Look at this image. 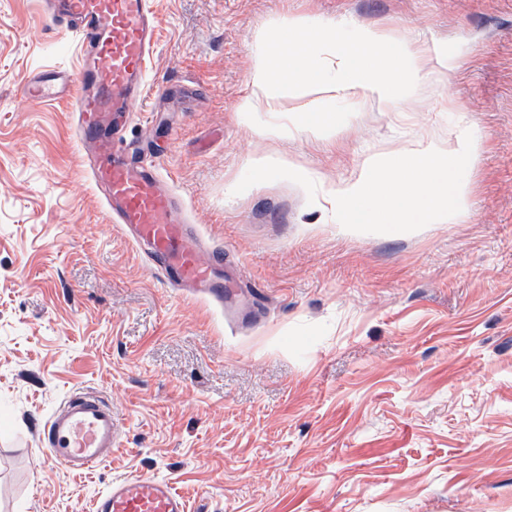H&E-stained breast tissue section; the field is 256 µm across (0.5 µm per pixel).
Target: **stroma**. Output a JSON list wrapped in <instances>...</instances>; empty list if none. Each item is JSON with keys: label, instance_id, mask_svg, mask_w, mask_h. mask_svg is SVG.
I'll use <instances>...</instances> for the list:
<instances>
[{"label": "stroma", "instance_id": "obj_1", "mask_svg": "<svg viewBox=\"0 0 512 512\" xmlns=\"http://www.w3.org/2000/svg\"><path fill=\"white\" fill-rule=\"evenodd\" d=\"M152 91L123 133L239 286L165 281L114 228L69 106L19 87L74 47L0 0V512H89L112 480H169L188 512H512V0H154ZM394 30L400 108L359 94L244 112L271 23ZM431 61L418 80L412 56ZM480 144L461 224L358 233L318 208L367 159ZM282 157L260 172L253 156ZM78 391L119 440L74 474L41 440Z\"/></svg>", "mask_w": 512, "mask_h": 512}]
</instances>
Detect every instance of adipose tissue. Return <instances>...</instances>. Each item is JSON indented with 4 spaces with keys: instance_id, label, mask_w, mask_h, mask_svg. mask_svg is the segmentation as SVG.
I'll list each match as a JSON object with an SVG mask.
<instances>
[{
    "instance_id": "ef3b65f1",
    "label": "adipose tissue",
    "mask_w": 512,
    "mask_h": 512,
    "mask_svg": "<svg viewBox=\"0 0 512 512\" xmlns=\"http://www.w3.org/2000/svg\"><path fill=\"white\" fill-rule=\"evenodd\" d=\"M339 39L335 25L309 18L280 21L269 36L267 49L253 63V83L258 88L280 83L295 95L335 96L364 93L386 107H397L391 90L392 77L375 56L393 54L395 43L386 31L367 28L355 44L344 47L336 65L318 60L322 48Z\"/></svg>"
}]
</instances>
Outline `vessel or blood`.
I'll return each instance as SVG.
<instances>
[{
  "label": "vessel or blood",
  "instance_id": "1",
  "mask_svg": "<svg viewBox=\"0 0 512 512\" xmlns=\"http://www.w3.org/2000/svg\"><path fill=\"white\" fill-rule=\"evenodd\" d=\"M44 8L74 37L78 67L47 65L32 71L22 86L24 98L33 104L69 103L77 138L95 141L92 180L116 229L131 234L136 244L149 245L152 262L169 282L222 301L224 282L216 271L224 265L223 249H212L206 257L190 247L193 227L176 199L158 188L157 164L130 162L114 149L117 117L150 92L153 0H44ZM42 437L51 459L79 474L102 463L116 445L117 419L110 404L75 394L48 418ZM91 512H187V504L170 482L130 475L99 493Z\"/></svg>",
  "mask_w": 512,
  "mask_h": 512
}]
</instances>
